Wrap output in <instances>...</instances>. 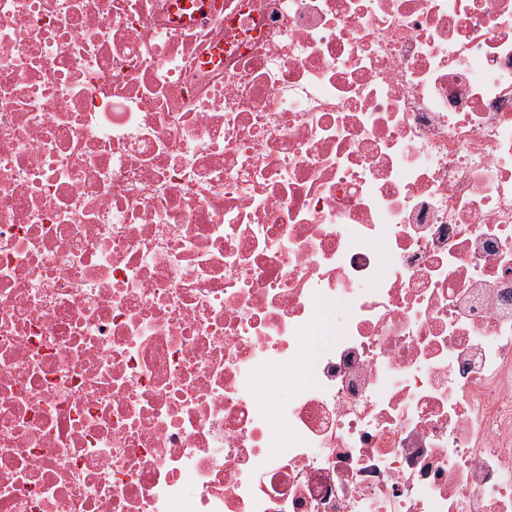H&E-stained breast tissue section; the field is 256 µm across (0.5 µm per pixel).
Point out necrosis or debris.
Returning <instances> with one entry per match:
<instances>
[{"instance_id":"obj_1","label":"necrosis or debris","mask_w":512,"mask_h":512,"mask_svg":"<svg viewBox=\"0 0 512 512\" xmlns=\"http://www.w3.org/2000/svg\"><path fill=\"white\" fill-rule=\"evenodd\" d=\"M193 2L0 0V512H512V0Z\"/></svg>"}]
</instances>
